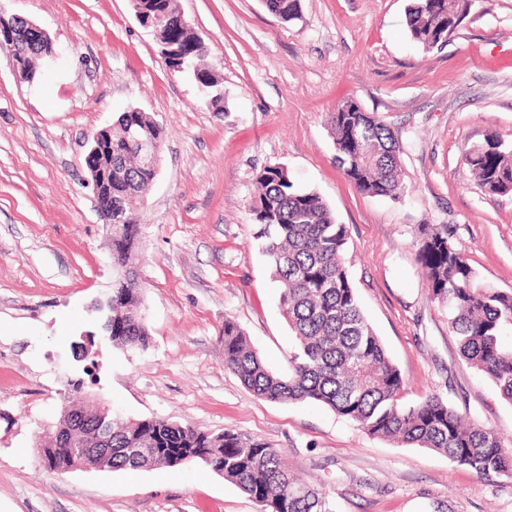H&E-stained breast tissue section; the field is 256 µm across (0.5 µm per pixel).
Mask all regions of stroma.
<instances>
[{"mask_svg":"<svg viewBox=\"0 0 512 512\" xmlns=\"http://www.w3.org/2000/svg\"><path fill=\"white\" fill-rule=\"evenodd\" d=\"M408 3L301 0L284 24L263 0H178L218 76V112L191 72L165 65L129 0H0L57 51L30 82L0 49V512H260L198 463L59 475L36 456L81 399L71 346L98 332L94 306L114 281L84 157L130 107L164 129L130 258L149 347L96 341L94 392L131 419L261 440L336 512H512V477L371 436L319 403L259 398L224 366L231 317L269 368L288 370L294 339L251 212L258 175L282 164L346 225L351 283L405 404L441 394L512 441V404L461 359L414 247L420 225H453L478 276L512 291V193L485 194L465 161L487 135L512 143V64L496 61L512 53V0H475L429 51L409 35ZM351 99L401 144L399 198L360 193L336 165L328 114Z\"/></svg>","mask_w":512,"mask_h":512,"instance_id":"35a3bbf8","label":"stroma"}]
</instances>
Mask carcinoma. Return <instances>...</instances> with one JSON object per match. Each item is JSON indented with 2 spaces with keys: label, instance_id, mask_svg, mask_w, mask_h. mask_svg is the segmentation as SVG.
Returning a JSON list of instances; mask_svg holds the SVG:
<instances>
[{
  "label": "carcinoma",
  "instance_id": "cac0c4a2",
  "mask_svg": "<svg viewBox=\"0 0 512 512\" xmlns=\"http://www.w3.org/2000/svg\"><path fill=\"white\" fill-rule=\"evenodd\" d=\"M301 0H264L283 23L300 17ZM473 0H411L406 25L425 50L442 44L464 19ZM167 26L160 39L179 31L176 0H164ZM186 64L201 60L200 43L180 31ZM336 164L360 192L395 197L402 148L390 127L355 101L329 113ZM163 135L150 113L130 107L112 124V210L126 214L112 225V266L128 274L112 287V346L146 349L149 337L141 310L139 281L128 269L138 228L133 215L153 182L132 135ZM488 195L512 192V144L493 134L466 156ZM260 193L251 207L254 239L280 287V307L295 345L288 373L267 368L241 325L224 318V365L254 395L273 402H318L371 436L409 447L429 448L478 476L512 475V447L494 430L465 420L440 394L403 403L404 381L358 301L345 262L346 225L313 191L298 188L287 167L272 165L257 178ZM418 262L429 288L448 307V324L461 357L481 372L512 404V348L502 337L512 332V291L479 279L456 247L449 224H423L416 240ZM74 449L56 444L39 451L43 467L61 473L72 466ZM201 462L252 498L260 512H334L328 493L288 470L282 454L266 443L234 431L209 434L163 418H112V456L89 461L95 470H127L149 465L175 467Z\"/></svg>",
  "mask_w": 512,
  "mask_h": 512
}]
</instances>
